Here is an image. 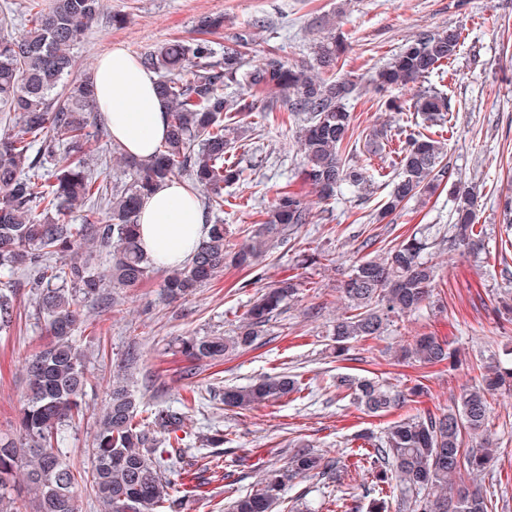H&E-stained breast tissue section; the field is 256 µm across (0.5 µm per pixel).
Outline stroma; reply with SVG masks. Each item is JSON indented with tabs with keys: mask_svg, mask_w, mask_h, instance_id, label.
I'll return each instance as SVG.
<instances>
[{
	"mask_svg": "<svg viewBox=\"0 0 512 512\" xmlns=\"http://www.w3.org/2000/svg\"><path fill=\"white\" fill-rule=\"evenodd\" d=\"M103 4L97 24L73 46L76 74H89L97 59L117 46L136 55L173 38H194L202 17L219 14L224 28L216 42L233 45L237 34L249 29L254 34V61L273 49L296 66L313 62L316 44L327 35V21H335L349 42L335 71L355 80L360 93L350 103L356 138L350 156L366 166L372 191L343 187L335 197L320 199L299 176L304 158L297 143L298 126L286 108L243 115L247 144L232 156L243 177L224 190L229 201L223 213L228 240L238 244L252 236L259 214L283 191L301 194L315 219L271 248L259 272L225 267L194 295L182 299L166 297L165 273L160 269L134 290L106 284L104 301L94 303L89 321L77 335L87 351L90 383L84 397L85 418L65 436L66 461L79 478V512H101L90 484L89 450L97 414L119 373L126 374L141 410L175 407L180 400L194 398L187 422L192 434L217 428L230 442L231 453L219 457L224 477L206 485L204 494L179 501L177 512H228L231 500L250 491L263 468L287 465L292 453L288 443L298 437L345 463L336 484L351 490L368 478L357 466L356 434L382 436L399 415L363 413L349 400L339 399L335 389L326 388L331 377L340 373L378 377L399 388L422 381L427 391L416 407L436 413L455 405L471 379L470 364L512 365V332L502 333L493 312L498 297L512 292V279L502 277L497 259H478L457 250L430 251L439 270L435 291L441 306L427 305L402 316L385 336L351 350L345 360L336 358L327 337L330 325L344 311L340 281L355 262L374 254L373 248L364 247L366 238L378 237L386 246L425 227L438 234L451 222L454 202L445 191L410 202L385 220L377 218L391 189L399 148L396 131L412 126L423 132L427 123L411 112L380 108L371 79L417 34L446 27L463 33L460 55L423 84L451 100L453 117L441 130L448 141V166L472 183L479 221L491 236H498L500 205L512 189V0H103ZM116 13L125 16L123 26H113ZM381 126L388 129L390 139L377 154H367L365 137ZM314 253L326 254V261L306 264V257ZM291 276L302 283L298 298L268 323L253 347L220 362L203 363L197 377L185 378L189 362L178 351L182 337L231 332L261 288ZM17 303L21 318L10 335L0 338L1 433L12 432L21 414L27 399L25 364L45 340L30 284H22ZM425 333L448 340L462 361L460 369L396 360L394 351L401 339ZM283 372L298 376L302 397L289 396L246 410L225 409V387L245 386ZM492 431L498 448L488 490L495 512H512V392L498 396Z\"/></svg>",
	"mask_w": 512,
	"mask_h": 512,
	"instance_id": "1",
	"label": "stroma"
}]
</instances>
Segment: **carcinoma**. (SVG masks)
I'll use <instances>...</instances> for the list:
<instances>
[{"label":"carcinoma","mask_w":512,"mask_h":512,"mask_svg":"<svg viewBox=\"0 0 512 512\" xmlns=\"http://www.w3.org/2000/svg\"><path fill=\"white\" fill-rule=\"evenodd\" d=\"M36 12L20 39L0 30V111L12 131L0 135V277L10 283L15 271L34 273V307L43 317L49 340L36 347L27 360L28 398L16 424V437L0 436V512H78L77 479L65 462L63 433L83 416L89 378L85 353L75 332L83 323L86 303L102 288L103 275L93 265L94 244L112 245L109 277L122 288H136L155 271L140 248L136 215L142 198L159 182L179 174L204 194V208L224 212V187L238 183L242 171L228 159L239 143L236 116L242 112H271L273 93L288 96V111L301 121L298 144L304 155V182L328 200L348 184L368 190L366 169L345 156L354 137L350 100L357 83L347 77L326 75L347 45L332 31L316 46L319 71L295 68L274 50L262 62L249 66L251 33L236 38L233 48L218 55L210 36L224 27V16L203 18L199 37L190 42L172 40L159 49L140 54L139 64L160 73L158 94L167 103L169 135L154 158L141 162L118 146H106L131 172L130 181L108 183L91 172L86 162L97 123L98 107L88 78L73 76L71 47L98 21L101 0H52L49 7L34 2ZM462 33L453 28L420 34L405 43L373 78L383 94L414 84L453 61L461 52ZM235 86L224 95L223 87ZM393 112L415 111L440 125L451 111L448 97L430 88L406 101H382ZM397 174L380 209L383 218L410 200L434 191L448 177L447 151L442 140L412 128L400 129ZM454 224L448 228V248L476 255L488 252L487 228L476 223L473 192L453 185ZM87 205L82 223H70L75 209ZM312 209L302 195L286 191L266 209L253 236L228 252L221 221L211 225L192 258L167 271L164 292L173 298L193 294L233 266L252 270L263 262L273 242L284 240L293 227L310 224ZM501 264L508 265L512 245V194L499 212ZM431 247L426 232L417 230L388 246L379 258L358 262L342 280L344 314L330 331L336 357L351 348L383 336L404 314L433 304L436 266L426 258ZM53 257L66 259L63 270L51 265ZM300 283L293 278L269 287L244 313L232 336H189L181 340L182 354L190 361H218L252 347L274 314L294 300ZM15 288H0V333L16 325ZM397 356L422 366L462 362L449 343L424 334L399 345ZM457 404L440 413L423 412L393 422L384 436L371 439L362 451L373 474L369 483L350 492L340 507L367 501L371 512H384L387 489L400 497L395 512H493L492 498L484 491L494 458L490 429L495 398L512 388V368L483 364ZM329 386L370 414L382 416L425 394L417 383L405 390L374 378L338 374ZM301 391L297 379L280 374L248 387L224 388V406L243 408L276 403ZM189 403L159 408L146 422L135 394L123 378L112 382L98 415L93 441L92 487L103 512H164L172 493L193 481V468L209 470L192 447L174 449L170 435L180 430ZM339 461L299 441L285 469L265 473L258 488L237 498L231 512H272L285 486L298 476H330ZM472 483L462 482V472Z\"/></svg>","instance_id":"cac0c4a2"}]
</instances>
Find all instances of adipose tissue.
<instances>
[{
	"mask_svg": "<svg viewBox=\"0 0 512 512\" xmlns=\"http://www.w3.org/2000/svg\"><path fill=\"white\" fill-rule=\"evenodd\" d=\"M91 82L113 143L139 160H150L168 131L152 72L119 46L97 60ZM138 222L141 248L159 267L188 262L210 229L198 197L175 178L145 196Z\"/></svg>",
	"mask_w": 512,
	"mask_h": 512,
	"instance_id": "1",
	"label": "adipose tissue"
}]
</instances>
